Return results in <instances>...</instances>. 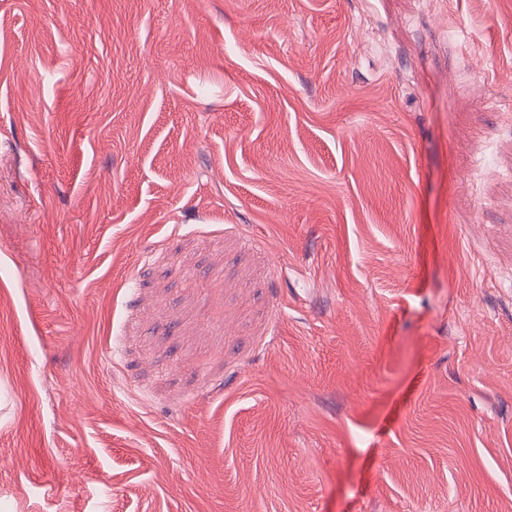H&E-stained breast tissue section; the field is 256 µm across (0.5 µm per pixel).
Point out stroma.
Instances as JSON below:
<instances>
[{
	"label": "stroma",
	"instance_id": "35a3bbf8",
	"mask_svg": "<svg viewBox=\"0 0 512 512\" xmlns=\"http://www.w3.org/2000/svg\"><path fill=\"white\" fill-rule=\"evenodd\" d=\"M0 512H512V0H0Z\"/></svg>",
	"mask_w": 512,
	"mask_h": 512
}]
</instances>
